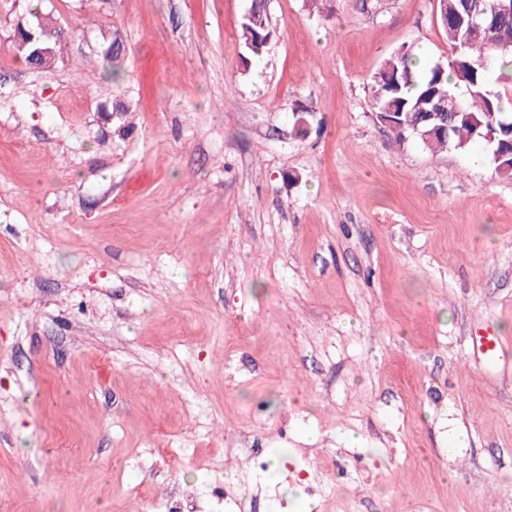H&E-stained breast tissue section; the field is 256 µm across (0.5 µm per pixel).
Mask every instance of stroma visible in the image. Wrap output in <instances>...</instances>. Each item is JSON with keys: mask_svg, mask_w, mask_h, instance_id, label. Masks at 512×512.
Here are the masks:
<instances>
[{"mask_svg": "<svg viewBox=\"0 0 512 512\" xmlns=\"http://www.w3.org/2000/svg\"><path fill=\"white\" fill-rule=\"evenodd\" d=\"M248 5L0 0V512H512V177L370 88L437 0ZM273 36L265 0H252L240 24V41L245 53L253 59L266 50ZM26 30L28 29L20 28L18 30L15 40V51L31 68L43 69L48 67L52 63L54 55L52 57H47L46 59H41L36 57L35 49L40 47L54 50V45L59 40L58 32L55 30L52 31L51 29L44 27L42 24H38L35 28V42L27 43ZM51 39L54 40V43L51 42ZM473 349L479 351L488 360H496L504 354L508 342L497 334L481 335L472 337Z\"/></svg>", "mask_w": 512, "mask_h": 512, "instance_id": "1", "label": "stroma"}]
</instances>
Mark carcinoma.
I'll list each match as a JSON object with an SVG mask.
<instances>
[{
	"instance_id": "obj_1",
	"label": "carcinoma",
	"mask_w": 512,
	"mask_h": 512,
	"mask_svg": "<svg viewBox=\"0 0 512 512\" xmlns=\"http://www.w3.org/2000/svg\"><path fill=\"white\" fill-rule=\"evenodd\" d=\"M448 35L451 55L445 62L426 64L422 71L414 70L416 55L405 47L386 57L371 77V92L377 114L401 113L400 122L388 126L398 142L413 136L411 126L418 123L420 101H436L454 96L459 114L451 127V139L438 137L426 144L433 151L448 148L465 151L483 138L488 128H502L512 123L502 93L493 89L490 79L505 65L504 59L512 55V16L497 19L479 37L470 35L464 25H443ZM35 42H27L25 29L18 30L15 51L34 69L48 67L53 58L36 57L35 49L54 48L58 32L43 25L35 28ZM273 36L266 0H251L250 7L240 24V41L245 53L259 58Z\"/></svg>"
}]
</instances>
